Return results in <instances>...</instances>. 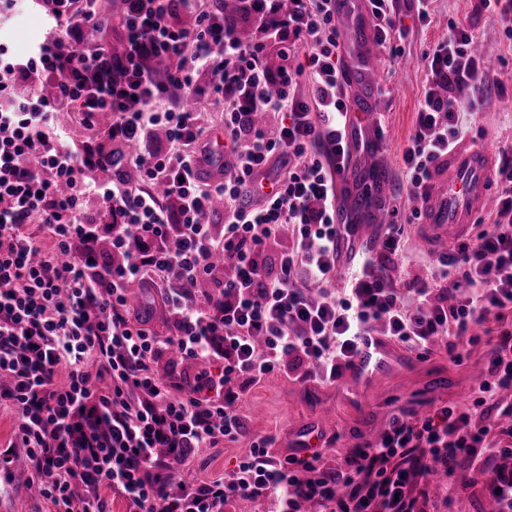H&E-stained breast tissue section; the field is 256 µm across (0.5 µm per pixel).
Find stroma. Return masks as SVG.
Wrapping results in <instances>:
<instances>
[{"label": "stroma", "mask_w": 512, "mask_h": 512, "mask_svg": "<svg viewBox=\"0 0 512 512\" xmlns=\"http://www.w3.org/2000/svg\"><path fill=\"white\" fill-rule=\"evenodd\" d=\"M431 22L419 24L416 0H393V10L402 19L406 36L402 55H392L389 46L374 50L384 80L373 97L379 112L375 134L367 136L360 153L363 163L356 179L375 207L389 210L391 222L404 225L415 236L421 221L406 200L407 183L401 169L402 153L415 127L418 101L430 74L422 60L424 50L446 37L450 23L468 27L477 39L480 53L494 65L489 87L479 109L468 115L465 143L487 145L495 152H512V39L507 38L492 9L482 0H434ZM44 15L39 6L18 10L0 25V44L10 54L23 55L43 38ZM495 320L475 327L478 344L461 348L460 358L436 349L418 354L390 345L395 361L368 384L351 389L344 382L331 385L300 384L274 372L246 391L239 412L245 434L215 448L203 449L205 474L231 477L236 464L249 451L253 437L270 435L274 453L288 451L297 430L307 424L322 429L321 451L330 462H339L346 449L372 440L389 419L401 410L423 412L432 405L467 406L473 390L488 366L490 346L484 339ZM0 498L12 512H46L28 472L20 466L0 471ZM487 490L483 483L456 479L452 495L431 490L427 512H484Z\"/></svg>", "instance_id": "stroma-1"}]
</instances>
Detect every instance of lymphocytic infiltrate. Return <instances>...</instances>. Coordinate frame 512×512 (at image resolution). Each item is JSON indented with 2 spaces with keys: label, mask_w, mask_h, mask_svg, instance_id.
<instances>
[{
  "label": "lymphocytic infiltrate",
  "mask_w": 512,
  "mask_h": 512,
  "mask_svg": "<svg viewBox=\"0 0 512 512\" xmlns=\"http://www.w3.org/2000/svg\"><path fill=\"white\" fill-rule=\"evenodd\" d=\"M101 2L44 0L43 39L23 56L0 46V409L15 417L0 465L24 449L51 512H109L108 489L129 512H224L234 500L269 512H426L424 480L437 468L471 472L498 512H512V470L497 464L512 457V154L475 237L398 281L386 263L410 248L391 225L383 252H359L337 287L339 241L356 227L336 222L352 122L336 0H291L285 16L257 0L275 23L273 69L200 0H121V51L88 44ZM474 40L454 24L423 54L432 79L402 155L409 202L427 199L438 161L466 134L462 111L487 88ZM203 96L224 109L234 168L212 182L199 170L203 115L188 106ZM64 107L100 145L60 129ZM159 129L164 143L139 152ZM266 181L273 194L261 192ZM283 231L288 242L267 263L264 246ZM202 281L213 289L200 297ZM134 283L162 289L169 335L132 316ZM491 318L499 327L471 408L400 412L335 466L319 453L276 456L272 437L258 436L230 478L195 474L201 449L243 436L239 399L265 376L332 384L364 337L453 352L478 343L473 326ZM172 351L195 362L218 354L224 367L186 387L156 368Z\"/></svg>",
  "instance_id": "1"
}]
</instances>
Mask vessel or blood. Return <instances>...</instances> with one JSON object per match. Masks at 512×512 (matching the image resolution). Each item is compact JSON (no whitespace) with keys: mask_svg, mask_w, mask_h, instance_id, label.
<instances>
[{"mask_svg":"<svg viewBox=\"0 0 512 512\" xmlns=\"http://www.w3.org/2000/svg\"><path fill=\"white\" fill-rule=\"evenodd\" d=\"M357 39L361 51L351 78L365 88L378 86L383 73L369 51L370 31H359ZM353 111L356 122L348 127L345 136L349 144L359 140L362 131L374 128L378 121L374 109L357 105ZM495 162L494 151L487 146H464L449 153L424 204V222L417 227L416 243L420 249L439 256L447 253L450 241L467 234L489 196ZM389 357L387 348L377 338L366 339L354 359L353 369L344 376L346 384L353 389L365 385L387 367Z\"/></svg>","mask_w":512,"mask_h":512,"instance_id":"1","label":"vessel or blood"}]
</instances>
